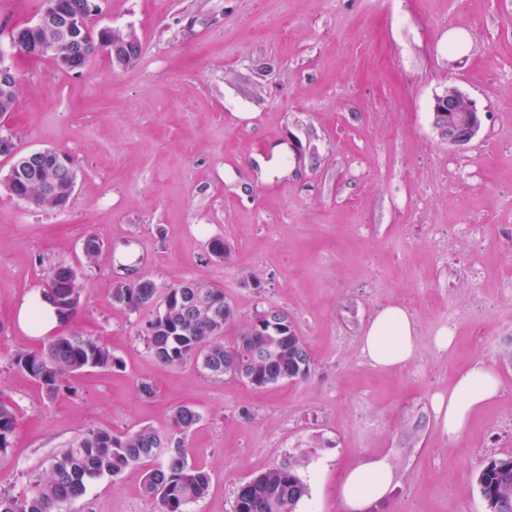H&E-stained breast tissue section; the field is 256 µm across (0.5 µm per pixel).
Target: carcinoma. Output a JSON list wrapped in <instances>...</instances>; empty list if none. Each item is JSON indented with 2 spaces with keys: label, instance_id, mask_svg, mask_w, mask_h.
Wrapping results in <instances>:
<instances>
[{
  "label": "carcinoma",
  "instance_id": "carcinoma-1",
  "mask_svg": "<svg viewBox=\"0 0 512 512\" xmlns=\"http://www.w3.org/2000/svg\"><path fill=\"white\" fill-rule=\"evenodd\" d=\"M88 30L80 48L81 60L112 57L110 40L91 25ZM3 188L10 196L20 194L38 207H64V198L48 195L41 185L20 190L7 179ZM86 292L84 277L67 265L56 267L43 288L44 296L65 321L78 311ZM203 293L217 303L218 316L198 308ZM112 303L129 310L151 309L145 344L150 356L164 366L178 367L193 360L222 379L224 368L237 365L251 353L252 361L244 373L254 377L251 385L257 389L267 384L269 376L302 381L311 374L305 340L295 333L293 325L284 323L277 310L256 312L248 326L224 341V331L235 324L236 309L222 288L197 280L162 286L145 277L139 287L113 288ZM9 361L50 398L58 395L62 379L68 375L87 368L122 367L121 360L95 337L69 332L53 336L40 350H17ZM199 420L194 408L180 405L174 409L166 432L149 425L121 433L90 428L47 460L24 495L0 490V512H61L63 504L85 494L90 481L105 475L117 477L140 465L147 467L144 492L155 499L158 512H187V506L205 498L211 487L210 473L191 460L184 444V435ZM18 426L16 409L0 399V457L12 447ZM477 485L481 498L494 501L495 512H512V454L488 459L477 475ZM308 496V484L290 461L241 484L235 512H296Z\"/></svg>",
  "mask_w": 512,
  "mask_h": 512
}]
</instances>
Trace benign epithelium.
I'll return each mask as SVG.
<instances>
[{
  "label": "benign epithelium",
  "instance_id": "7a95c632",
  "mask_svg": "<svg viewBox=\"0 0 512 512\" xmlns=\"http://www.w3.org/2000/svg\"><path fill=\"white\" fill-rule=\"evenodd\" d=\"M98 10L95 0H89L85 13L69 12L62 9L59 0H46L45 7L31 25L11 29L19 50L31 57L49 56L60 66L72 64L76 42L86 35L84 20L87 14ZM112 35V66H126L128 52L135 41V33L131 29H110ZM18 84V75L9 65L0 67V87L10 94ZM432 111L437 117L448 118V132L436 128L441 140L453 147H463L470 143L480 132L484 123V115L476 102L459 90L445 89L433 98ZM43 161L42 171H59L67 175L66 186L69 192L75 190V175L72 164L55 149L36 151Z\"/></svg>",
  "mask_w": 512,
  "mask_h": 512
}]
</instances>
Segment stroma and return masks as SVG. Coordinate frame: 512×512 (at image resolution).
<instances>
[{
	"mask_svg": "<svg viewBox=\"0 0 512 512\" xmlns=\"http://www.w3.org/2000/svg\"><path fill=\"white\" fill-rule=\"evenodd\" d=\"M96 26L133 29L140 59H94L76 75L14 48L12 27L42 0H0V59L18 73L0 132L78 166L62 210L0 188V398L20 417L0 458V489L22 494L48 457L99 427L164 430L182 404L186 435L212 476L189 512H233L238 486L293 460L309 486L297 512H341L344 470L384 460L388 501L364 512H484L476 476L512 453V0H98ZM462 29L465 43L449 32ZM454 87L487 118L465 147L432 126L436 93ZM102 252L86 263L83 243ZM223 238L224 260L208 249ZM451 244L456 261L438 258ZM61 264L88 285L66 330L98 336L123 369L92 368L47 398L10 367L39 338L14 306ZM223 288L237 326L286 311L312 357L308 379L257 389L195 363L158 364L142 333L150 309L113 305L118 277ZM407 306L419 351L380 372L362 330L383 306ZM459 316L445 351L433 339ZM484 361L501 399L448 441L431 399ZM154 384L140 397L138 382ZM132 467L93 481L63 512H157Z\"/></svg>",
	"mask_w": 512,
	"mask_h": 512,
	"instance_id": "1",
	"label": "stroma"
}]
</instances>
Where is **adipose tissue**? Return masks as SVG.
<instances>
[{
    "label": "adipose tissue",
    "instance_id": "adipose-tissue-1",
    "mask_svg": "<svg viewBox=\"0 0 512 512\" xmlns=\"http://www.w3.org/2000/svg\"><path fill=\"white\" fill-rule=\"evenodd\" d=\"M15 325L28 336H46L62 325L54 306L41 292L28 293L18 305ZM418 328L413 315L401 304L383 307L364 330L362 353L382 371L401 369L413 362L418 351ZM502 395L501 383L485 362H475L461 373L448 393L435 394L432 409L448 438H458L468 428L473 415ZM392 471L381 460L348 468L336 489L342 512H359L368 502L385 499L391 489Z\"/></svg>",
    "mask_w": 512,
    "mask_h": 512
}]
</instances>
